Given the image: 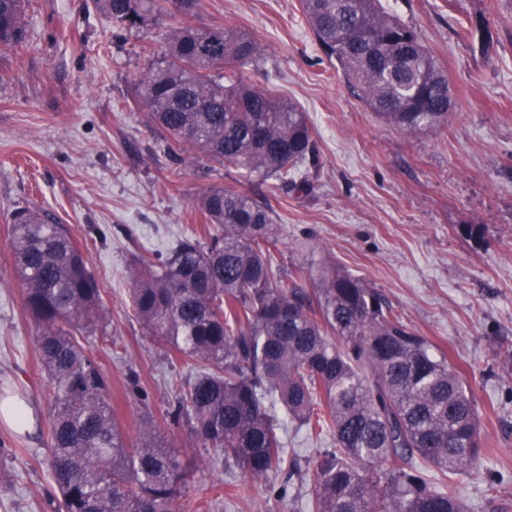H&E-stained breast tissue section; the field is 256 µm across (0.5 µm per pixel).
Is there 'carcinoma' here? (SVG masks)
Returning <instances> with one entry per match:
<instances>
[{
	"label": "carcinoma",
	"instance_id": "cac0c4a2",
	"mask_svg": "<svg viewBox=\"0 0 512 512\" xmlns=\"http://www.w3.org/2000/svg\"><path fill=\"white\" fill-rule=\"evenodd\" d=\"M28 0H0V57L24 49ZM120 31L176 12L135 80L131 104L176 165L200 154L307 194L318 166L312 127L294 102L242 81L263 46L232 25L199 26L201 0H92ZM313 35L344 80L406 134L448 119V75L415 29L382 0H301ZM204 239L165 260L135 257L130 308L143 333L193 375L170 417L208 461L268 483L288 468L278 410L333 447L313 462L314 512H467L455 481L484 456L464 376L429 352L382 295L334 265L308 292L274 270L273 208L233 186L195 199ZM14 278L41 329L50 380L51 477L58 512H176L187 464L147 417L125 447L110 386L80 338L103 322L102 289L66 225L25 205L11 215Z\"/></svg>",
	"mask_w": 512,
	"mask_h": 512
}]
</instances>
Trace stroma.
<instances>
[{
	"mask_svg": "<svg viewBox=\"0 0 512 512\" xmlns=\"http://www.w3.org/2000/svg\"><path fill=\"white\" fill-rule=\"evenodd\" d=\"M418 32L447 72L454 108L447 123L418 135L380 119L348 86L316 42L300 0H202L196 22L231 24L265 48L241 68L245 81L298 103L313 127L320 171L304 195L276 179L247 177L202 158L173 164L137 109L128 107L153 42L178 15L151 14L119 33L89 0H32L26 50L0 68V400L34 414L24 432L0 422V512H53L48 465L49 379L39 328L12 275L11 212L34 202L67 225L103 290L105 316L85 345L111 386L127 446L152 416L184 460L200 457L187 428L167 415L189 376L145 336L129 307L137 254L166 257L195 236L193 199L233 185L270 197L273 267L306 289L337 266L376 288L435 357L463 367L482 414L486 454L459 479L470 512L512 506V0H385ZM486 22L490 44L459 37ZM137 375L143 397L128 385ZM290 468L284 499L264 483L246 496H219L240 472L191 469L179 512H309L312 462L331 436L286 422Z\"/></svg>",
	"mask_w": 512,
	"mask_h": 512,
	"instance_id": "35a3bbf8",
	"label": "stroma"
}]
</instances>
